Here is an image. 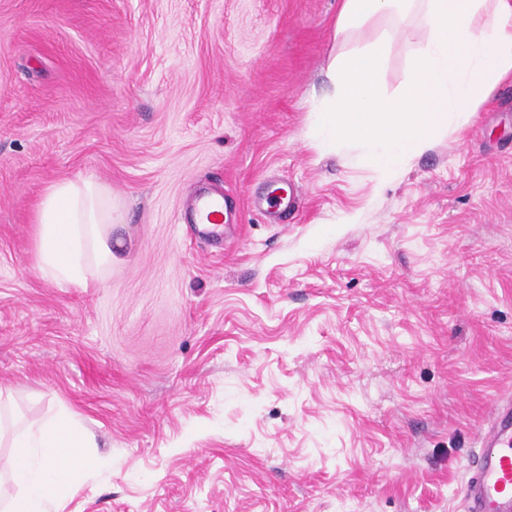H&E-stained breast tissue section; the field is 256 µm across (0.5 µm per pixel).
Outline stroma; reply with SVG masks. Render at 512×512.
I'll return each mask as SVG.
<instances>
[{"instance_id": "stroma-1", "label": "stroma", "mask_w": 512, "mask_h": 512, "mask_svg": "<svg viewBox=\"0 0 512 512\" xmlns=\"http://www.w3.org/2000/svg\"><path fill=\"white\" fill-rule=\"evenodd\" d=\"M337 4L0 0V391L78 413L98 461L58 512H465L512 394V75L380 177L311 138ZM84 178L119 205L116 259L64 288L34 216ZM274 183L282 224L249 204ZM194 217L197 224L202 226L203 232H211L221 224H224V203L217 198L204 197L196 205Z\"/></svg>"}]
</instances>
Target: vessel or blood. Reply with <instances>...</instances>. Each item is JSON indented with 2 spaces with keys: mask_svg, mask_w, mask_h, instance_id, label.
I'll use <instances>...</instances> for the list:
<instances>
[{
  "mask_svg": "<svg viewBox=\"0 0 512 512\" xmlns=\"http://www.w3.org/2000/svg\"><path fill=\"white\" fill-rule=\"evenodd\" d=\"M194 216L204 231L224 222V203L205 197ZM468 512H512V400L494 404L464 487Z\"/></svg>",
  "mask_w": 512,
  "mask_h": 512,
  "instance_id": "1",
  "label": "vessel or blood"
}]
</instances>
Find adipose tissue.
Masks as SVG:
<instances>
[{
	"mask_svg": "<svg viewBox=\"0 0 512 512\" xmlns=\"http://www.w3.org/2000/svg\"><path fill=\"white\" fill-rule=\"evenodd\" d=\"M418 22L424 38L408 59L399 92H382L388 49ZM334 38L341 47L323 80L315 134L319 148L364 147L362 163L391 173L448 132L466 125L512 73V0H339ZM111 189L94 179L64 180L44 192L36 212L37 269L66 288L104 282L116 259ZM11 451L0 477L13 494L0 512H55L65 478L89 441L80 420L51 410L7 430Z\"/></svg>",
	"mask_w": 512,
	"mask_h": 512,
	"instance_id": "adipose-tissue-1",
	"label": "adipose tissue"
}]
</instances>
